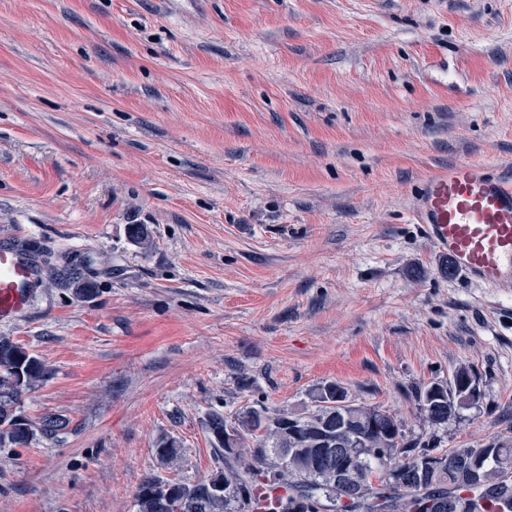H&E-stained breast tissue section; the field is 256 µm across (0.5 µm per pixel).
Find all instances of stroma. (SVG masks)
I'll return each instance as SVG.
<instances>
[{"label":"stroma","mask_w":512,"mask_h":512,"mask_svg":"<svg viewBox=\"0 0 512 512\" xmlns=\"http://www.w3.org/2000/svg\"><path fill=\"white\" fill-rule=\"evenodd\" d=\"M470 160L512 180V0H0V241L43 268L0 336L48 370L23 413L68 422L0 452V512H135L216 469L211 410L330 382L407 438L512 444V293L413 221ZM462 365L479 404L429 423L415 389Z\"/></svg>","instance_id":"1"}]
</instances>
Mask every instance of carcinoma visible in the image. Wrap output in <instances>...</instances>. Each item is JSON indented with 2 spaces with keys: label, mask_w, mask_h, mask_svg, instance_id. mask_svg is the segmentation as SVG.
<instances>
[{
  "label": "carcinoma",
  "mask_w": 512,
  "mask_h": 512,
  "mask_svg": "<svg viewBox=\"0 0 512 512\" xmlns=\"http://www.w3.org/2000/svg\"><path fill=\"white\" fill-rule=\"evenodd\" d=\"M46 368L22 344L0 336V450L25 448L38 435L52 438L66 420L47 416L32 422L21 415L25 391L46 379ZM476 380L473 369L459 367L452 380L433 389L415 391V401L433 425L458 416L463 386ZM314 409L294 416L280 409L247 412L234 428L235 440L224 442V414L212 411L207 429L222 465L192 483L158 474L147 476L135 498L136 512H241L236 488L250 491L246 512H292L294 495L310 502L308 512H423V502L435 495L448 498V491L472 495L480 512H512V497H497L485 490L494 483L512 484V448H450L438 452V466L421 486L408 488L399 481H416L414 454L427 445L406 439L397 415L379 405L352 403L340 408L336 384L316 388ZM355 459L346 483L336 482L334 447ZM156 456L164 466L180 457L177 442L168 437L157 441ZM288 454L292 461L281 464ZM385 473L373 482L374 473Z\"/></svg>",
  "instance_id": "carcinoma-1"
}]
</instances>
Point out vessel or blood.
<instances>
[{
  "instance_id": "1",
  "label": "vessel or blood",
  "mask_w": 512,
  "mask_h": 512,
  "mask_svg": "<svg viewBox=\"0 0 512 512\" xmlns=\"http://www.w3.org/2000/svg\"><path fill=\"white\" fill-rule=\"evenodd\" d=\"M414 217L435 248L471 284L512 291V181L476 162L449 165L426 179ZM38 279L35 262L0 242V321L22 316Z\"/></svg>"
}]
</instances>
